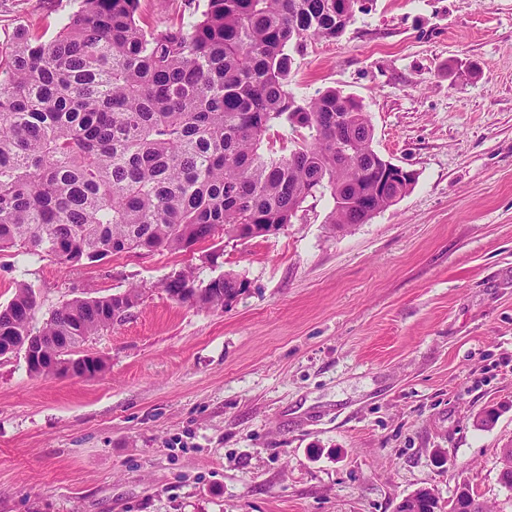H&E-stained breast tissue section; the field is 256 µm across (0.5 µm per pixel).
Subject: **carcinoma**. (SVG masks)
I'll return each instance as SVG.
<instances>
[{
  "label": "carcinoma",
  "instance_id": "obj_1",
  "mask_svg": "<svg viewBox=\"0 0 512 512\" xmlns=\"http://www.w3.org/2000/svg\"><path fill=\"white\" fill-rule=\"evenodd\" d=\"M140 6L79 0L51 39L23 27L0 47V252L78 267L253 239L324 191L334 227L371 220L361 200L385 171L362 104L336 89L299 101L289 88L293 53L342 34L358 0H205L150 29ZM275 125L299 135L279 156L264 147ZM175 275L160 288L180 304L222 309L238 295L237 274ZM111 301L74 298L37 326L36 292L19 281L0 336L17 348L40 336L47 357H76L114 323ZM473 494L461 484L448 512H469Z\"/></svg>",
  "mask_w": 512,
  "mask_h": 512
}]
</instances>
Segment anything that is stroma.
Here are the masks:
<instances>
[{"label":"stroma","mask_w":512,"mask_h":512,"mask_svg":"<svg viewBox=\"0 0 512 512\" xmlns=\"http://www.w3.org/2000/svg\"><path fill=\"white\" fill-rule=\"evenodd\" d=\"M76 8L0 0V46L21 26L54 36ZM290 87L361 100L412 189L341 232L325 194L276 235L195 253H0V305L26 281L39 321L149 291L86 343L96 376L0 358V512H395L421 488L447 506L464 482L512 512V0H372L336 40L305 41ZM188 266L249 289L177 304L160 283Z\"/></svg>","instance_id":"35a3bbf8"}]
</instances>
